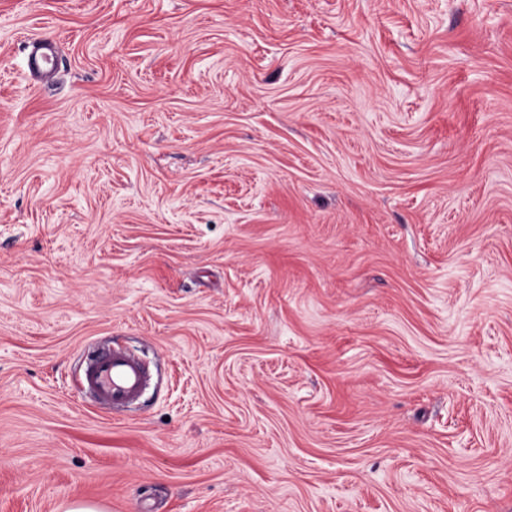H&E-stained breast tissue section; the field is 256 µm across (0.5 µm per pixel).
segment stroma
<instances>
[{
  "label": "stroma",
  "mask_w": 512,
  "mask_h": 512,
  "mask_svg": "<svg viewBox=\"0 0 512 512\" xmlns=\"http://www.w3.org/2000/svg\"><path fill=\"white\" fill-rule=\"evenodd\" d=\"M72 501L512 512V0H0V512ZM59 47L51 38L32 41L24 59L26 72L35 82L51 77L58 64ZM149 373L147 365L121 349H101L87 359L84 390L107 409L128 408L142 395Z\"/></svg>",
  "instance_id": "stroma-1"
}]
</instances>
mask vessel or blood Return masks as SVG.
Instances as JSON below:
<instances>
[{"label": "vessel or blood", "mask_w": 512, "mask_h": 512, "mask_svg": "<svg viewBox=\"0 0 512 512\" xmlns=\"http://www.w3.org/2000/svg\"><path fill=\"white\" fill-rule=\"evenodd\" d=\"M59 47L51 38L32 41L24 59L30 79L41 81L51 77L58 64ZM149 373L144 362L128 351L101 349L86 362L84 390L97 403L108 409H124L142 395Z\"/></svg>", "instance_id": "1"}]
</instances>
